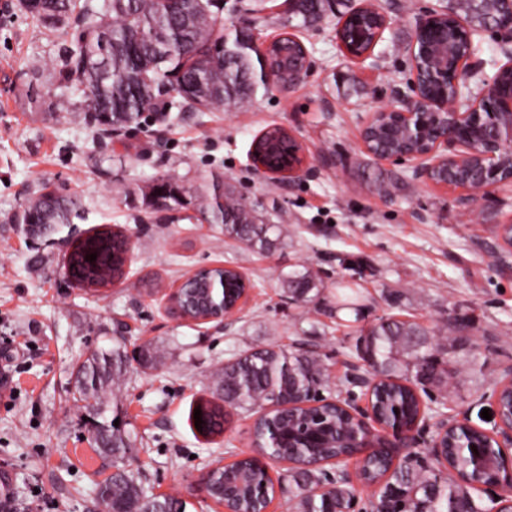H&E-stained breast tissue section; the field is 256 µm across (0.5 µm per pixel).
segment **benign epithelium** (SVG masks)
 <instances>
[{
    "instance_id": "7a95c632",
    "label": "benign epithelium",
    "mask_w": 512,
    "mask_h": 512,
    "mask_svg": "<svg viewBox=\"0 0 512 512\" xmlns=\"http://www.w3.org/2000/svg\"><path fill=\"white\" fill-rule=\"evenodd\" d=\"M495 4V12L480 27L447 8L416 17L407 89L394 88L391 103L371 113L360 130V141L374 159L393 166L407 165L413 178L471 197L512 185V81L505 84L501 80L503 73H512V0H495ZM388 27V17L375 0H355L336 23L337 45L347 60L364 62L373 58ZM485 33L503 45L507 61L498 66L491 79L477 82L474 89L470 82L482 71V62L473 50L474 37ZM254 48L264 60L262 76L267 84L289 89L304 83L311 73V54L297 34L286 32L260 45L256 43ZM276 151L280 157L266 158L252 150L251 161L257 173L290 184L310 171L302 145L291 135H285ZM193 278L191 273L165 291L170 314L180 316L177 300ZM239 278L245 291L232 308L226 310L213 304L211 296L192 291L188 302L204 314L185 316L183 320L224 325L242 307L251 290L247 278L242 274ZM492 402L497 422L494 429H482L480 433L500 450L506 469L505 479L496 484L495 512H512V421L503 418L501 391L494 393ZM328 403L379 434L396 460L415 442L420 424L431 417L432 411L431 406L420 404L416 422L407 428L388 418L378 419L370 405L362 410L341 399L331 398ZM322 405L309 394L290 391L287 398L265 406L263 412L317 410ZM457 428L468 431L475 426L466 418L442 414L429 448V455L438 463H448L444 453L448 432ZM351 448V454L333 457L328 463L334 465L336 478L354 483L357 464L373 446L356 439Z\"/></svg>"
}]
</instances>
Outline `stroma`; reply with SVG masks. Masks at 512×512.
<instances>
[{
    "label": "stroma",
    "instance_id": "stroma-1",
    "mask_svg": "<svg viewBox=\"0 0 512 512\" xmlns=\"http://www.w3.org/2000/svg\"><path fill=\"white\" fill-rule=\"evenodd\" d=\"M390 18L370 62L340 52L337 16L349 0H330L321 22L290 21L286 0H224V22L265 40L292 31L315 67L305 83L258 91L245 110L171 112L102 138L71 109L75 94L51 80L74 25L49 31L19 0H0V477L25 485L15 512H101L96 487L113 473L90 440L95 407L72 398L78 365L95 349L122 346L125 383L106 418L129 433V461L154 494L173 495L186 512H221L201 486L209 467L249 451L252 413L238 412L221 436L204 439L191 412L211 396V375L255 348L308 345L340 389L358 364L361 330L389 314L426 329L459 318L466 346L449 349L482 370L459 386L449 415L492 429L483 419L496 387L512 380V249L498 236L512 220V186L464 200L376 161L360 129L409 75L414 16L448 0H376ZM288 130L314 169L284 187L254 171L253 140ZM281 224L277 248L253 249L225 237L197 208L154 211L141 191L156 177L188 192L212 172ZM83 203L82 221L30 237L13 214L43 186ZM108 227L131 240L129 272L117 284L73 287L64 275L78 239ZM226 265L252 284L240 314L225 326L168 314L141 283L169 288L195 269ZM308 267L321 280L312 301L292 300L282 284Z\"/></svg>",
    "mask_w": 512,
    "mask_h": 512
}]
</instances>
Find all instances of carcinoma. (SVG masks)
I'll use <instances>...</instances> for the list:
<instances>
[{
  "instance_id": "obj_1",
  "label": "carcinoma",
  "mask_w": 512,
  "mask_h": 512,
  "mask_svg": "<svg viewBox=\"0 0 512 512\" xmlns=\"http://www.w3.org/2000/svg\"><path fill=\"white\" fill-rule=\"evenodd\" d=\"M325 0H303L295 16L307 24L324 11ZM459 10L472 24L483 23L491 5L473 9L471 0H457ZM21 10L47 29H56L73 21L77 34L64 50L61 64L54 69L56 83L75 90L79 99L73 102L87 126L98 132H110L140 122L147 112L155 111L160 95L172 94L171 105L181 112H222L237 110L256 95L263 85L255 67L252 35L245 28H227L221 0H103L95 8L89 0H21ZM167 188V209L179 211L198 202L210 213L211 221L224 226V235L243 240L259 250H271L278 244V225L267 223L261 214L247 204L235 190L215 174L190 200L184 187L171 177L157 179L142 193V203L154 206L160 185ZM83 218L80 203L54 191H46L25 204L11 221L24 224L35 236L50 234L63 224ZM105 230L83 242L71 257L79 269H90V284L107 285L112 280V237ZM97 254L88 263L86 256ZM233 270H213L207 280L225 285L224 304L230 306L239 295L234 287ZM317 274L305 267L288 275L285 287L291 296L303 302L311 293L319 292ZM459 329L450 324L437 330V336L413 321L393 315L380 318L357 340V356L368 360L380 374L392 378L401 371L406 381L423 380L441 393L455 389L462 376L449 359L439 358L449 345L455 347ZM126 357L121 347L93 350L77 368L73 396L97 406L112 395L126 372ZM314 385L329 387V375L319 355L296 353L288 349H253L239 355L218 370L213 380L212 395L216 399L208 413L211 430L221 431L228 401L235 410H256L290 389ZM373 403L383 416L400 415L409 425L416 419L419 407L410 390L391 384L375 391ZM334 424L318 452L327 455L347 451L346 434L352 424L336 413H326ZM96 450L112 458L116 472L97 486L101 504L112 512H171L177 502L174 496H156L142 484L139 473L129 469L127 453L130 436L105 420L92 431ZM482 441L472 432H460L454 452L448 461L461 476L476 468L471 445ZM294 483L297 487L298 512H349L354 488L332 486L322 493L315 489L327 483L321 469L310 465L309 454L293 456ZM256 464L243 457L232 465L241 475L242 493L233 508L249 512L253 502L245 493ZM371 477L384 478L400 492L401 512H452L471 496V488L461 483H441L433 469L415 467L402 462L391 467L386 458L370 465Z\"/></svg>"
}]
</instances>
